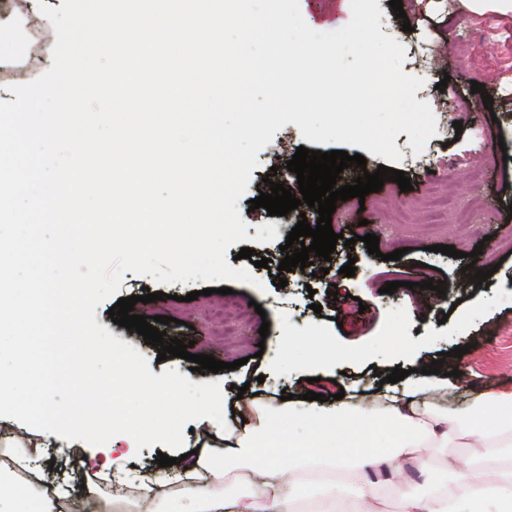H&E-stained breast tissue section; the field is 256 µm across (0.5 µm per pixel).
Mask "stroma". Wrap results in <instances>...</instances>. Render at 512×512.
Returning <instances> with one entry per match:
<instances>
[{
	"label": "stroma",
	"instance_id": "stroma-1",
	"mask_svg": "<svg viewBox=\"0 0 512 512\" xmlns=\"http://www.w3.org/2000/svg\"><path fill=\"white\" fill-rule=\"evenodd\" d=\"M405 18H397L389 0H378L382 12L381 31L394 37L406 50L402 70L424 82L415 98L427 102L436 120L435 136L421 153H414L407 133H399L395 145L401 153L397 170L405 172L412 188L401 191L398 184L385 182L381 191L365 199L351 198L336 204L332 222L336 233L354 240V247L337 245L328 274L311 275L298 270L287 273V288L273 281L284 254L280 247L299 218L316 222L315 209L302 206L284 216H268L266 209H250L264 175L285 188L297 189V176L287 162L297 147L319 150V143L304 140L295 124H286L257 155L258 167L251 172L247 190L238 202L252 250L268 258L265 268L253 260L239 258L240 244L231 245L227 256L232 268L251 269L257 285L233 283L237 296L245 300L244 317L238 335L223 340L210 318V306L220 294H206L205 281L186 284H159L148 276L125 273L119 297L163 292V301L136 303L138 315L172 317L166 325L167 338L193 342V351L224 362H238L231 375L248 384L260 399L280 401L282 394L300 395L309 391L324 395L340 388L357 386L366 399V411L355 425L336 427L304 413L292 405L287 414L274 415L270 430L259 441L257 452L269 457L278 452L296 464L342 459V512H348L358 488L365 480L356 461L368 449L380 421L373 411L372 397L379 376L386 370L409 369L442 360L443 371H458L448 400H431L430 405L445 413L468 407L479 392H512V253L498 243L512 236V12L475 13L465 0H402ZM410 31H403V22ZM52 65V46L30 48L24 65L0 68V99L12 101V86L32 82ZM444 90H437L439 82ZM484 84L485 94L472 92V82ZM494 99L485 108L483 95ZM482 138L485 149L475 152V138ZM486 162L483 188L470 182V168ZM453 193L470 198L480 196L484 224L476 234L461 235L454 223H430L426 206L435 194ZM413 212L411 227H398L380 236L379 254H370L364 235L375 233L378 225L389 223L396 208ZM274 224L275 241L260 244L255 236L260 227ZM451 245L460 258L434 252V245ZM481 247L479 267L491 270L488 284L475 285L463 271L466 253ZM402 250L401 260H388L394 250ZM354 261V276L341 275L347 261ZM444 281L445 294L423 290L419 281ZM398 282L393 294H386V283ZM338 299H330V291ZM196 300H188L190 292ZM321 312H314V305ZM109 303L96 309V320L114 337L133 346L148 362L153 374L175 369L196 384L221 381V374L195 372L181 358L159 360L155 347L145 344L141 335L111 321ZM268 325V336H261V325ZM469 346L462 357L451 356V349ZM38 430L14 419L0 417V494L7 498L10 512H17L15 491H24L31 503L46 495L44 484L22 485L12 457L18 456L21 441H37ZM93 448L82 441L53 437L50 453L42 465L52 466L55 474L71 488L62 502L63 512H105L112 494L105 473L80 467L79 462ZM484 447L479 434L460 439L445 448L425 444L416 449L418 463L427 465L431 479L448 482V468L465 458L479 456Z\"/></svg>",
	"mask_w": 512,
	"mask_h": 512
}]
</instances>
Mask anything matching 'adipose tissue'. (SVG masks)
<instances>
[{"label": "adipose tissue", "instance_id": "obj_1", "mask_svg": "<svg viewBox=\"0 0 512 512\" xmlns=\"http://www.w3.org/2000/svg\"><path fill=\"white\" fill-rule=\"evenodd\" d=\"M448 387L447 379L420 373L384 387L378 399L387 430L373 438L374 450L360 457V466L376 468L393 457L408 460L422 443L444 448L455 438L476 431L488 452L463 462L455 473L452 489L435 495L405 487L389 503L388 512H512V456L500 454L501 449L512 447V421L496 419L477 429L471 417L472 409L492 410L501 401V394L479 393L473 398L471 410L451 418L433 412L418 399L419 392ZM236 408L245 423L224 435V452L231 456L251 451L269 415L277 411L276 406L260 405L249 397L238 400ZM479 473L486 474V481H476ZM260 478L256 492L230 506L218 488L220 474H213L208 485L190 489L189 512H294L295 482L286 477L282 466L274 461L261 465Z\"/></svg>", "mask_w": 512, "mask_h": 512}]
</instances>
